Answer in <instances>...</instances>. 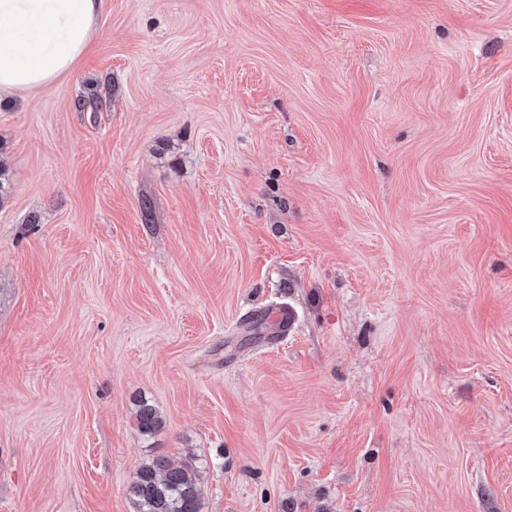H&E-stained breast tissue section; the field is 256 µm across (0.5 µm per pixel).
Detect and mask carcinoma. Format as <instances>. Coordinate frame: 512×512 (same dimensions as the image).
<instances>
[{"instance_id":"carcinoma-1","label":"carcinoma","mask_w":512,"mask_h":512,"mask_svg":"<svg viewBox=\"0 0 512 512\" xmlns=\"http://www.w3.org/2000/svg\"><path fill=\"white\" fill-rule=\"evenodd\" d=\"M161 425L162 419L153 407H141V433L151 434ZM128 496L134 512H203L202 491L191 468L176 466L165 456L153 457L140 467Z\"/></svg>"}]
</instances>
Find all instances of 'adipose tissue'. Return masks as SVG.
Here are the masks:
<instances>
[{
	"instance_id": "1",
	"label": "adipose tissue",
	"mask_w": 512,
	"mask_h": 512,
	"mask_svg": "<svg viewBox=\"0 0 512 512\" xmlns=\"http://www.w3.org/2000/svg\"><path fill=\"white\" fill-rule=\"evenodd\" d=\"M105 0H0V98L68 72L95 33Z\"/></svg>"
}]
</instances>
